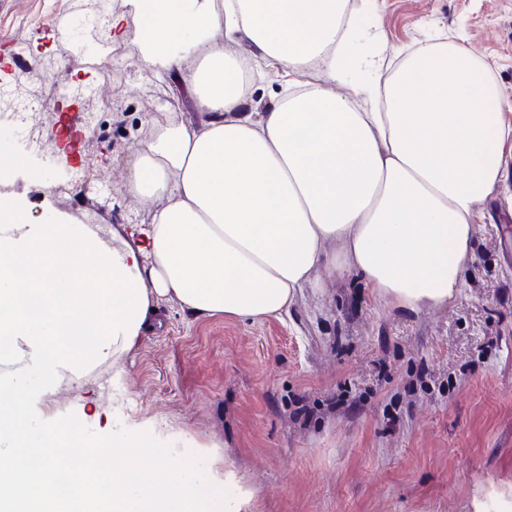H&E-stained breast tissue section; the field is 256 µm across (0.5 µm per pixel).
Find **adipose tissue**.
I'll return each instance as SVG.
<instances>
[{"instance_id": "1", "label": "adipose tissue", "mask_w": 512, "mask_h": 512, "mask_svg": "<svg viewBox=\"0 0 512 512\" xmlns=\"http://www.w3.org/2000/svg\"><path fill=\"white\" fill-rule=\"evenodd\" d=\"M151 65L179 71L201 117L170 113L134 150L149 221L104 242L33 224L0 196V512H240L231 467L185 469L172 448L88 449L54 411L62 385L120 367L162 302L195 319L287 314L322 276L358 273L416 313L461 292L480 204L512 141L499 85L460 43H433L369 79L345 0H126ZM250 41L288 76L250 111ZM320 61L324 78L294 80ZM352 79L353 97L335 90ZM338 252H328L329 244Z\"/></svg>"}]
</instances>
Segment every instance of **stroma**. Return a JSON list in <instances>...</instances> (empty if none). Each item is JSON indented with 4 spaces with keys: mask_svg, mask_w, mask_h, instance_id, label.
<instances>
[{
    "mask_svg": "<svg viewBox=\"0 0 512 512\" xmlns=\"http://www.w3.org/2000/svg\"><path fill=\"white\" fill-rule=\"evenodd\" d=\"M99 0H0V85L51 110L42 153L10 168L0 125V193L37 224L94 225L104 240L149 217L127 194L130 150L150 120L194 115L182 78L146 63L128 7L119 28L90 19ZM355 55L387 74L421 46L456 41L488 63L512 121V0H349ZM266 67L258 111L287 84ZM62 81H55V74ZM480 206L459 296L405 314L355 273L304 289L287 316L194 320L161 305L159 325L126 357L62 389L86 447L159 446L229 463L251 498L241 512H512V142ZM88 172L89 184L78 175ZM110 416L95 417L96 405Z\"/></svg>",
    "mask_w": 512,
    "mask_h": 512,
    "instance_id": "stroma-1",
    "label": "stroma"
}]
</instances>
